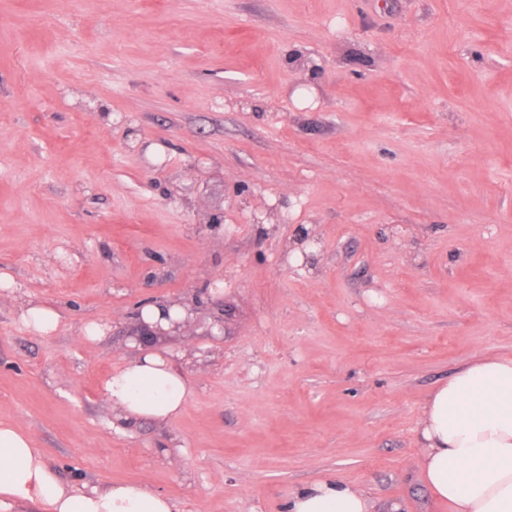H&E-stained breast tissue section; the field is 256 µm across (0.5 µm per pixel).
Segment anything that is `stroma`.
I'll use <instances>...</instances> for the list:
<instances>
[{"mask_svg": "<svg viewBox=\"0 0 512 512\" xmlns=\"http://www.w3.org/2000/svg\"><path fill=\"white\" fill-rule=\"evenodd\" d=\"M0 275V421L62 482L452 512L417 428L512 356V0H0ZM155 302L194 393L117 427ZM190 315L185 307L165 303H148L139 312L141 322L157 332L159 337L175 333ZM20 321L29 333L47 337L56 332L60 314L50 306L33 304L23 310ZM374 508L362 490L325 476L290 491L284 512H375Z\"/></svg>", "mask_w": 512, "mask_h": 512, "instance_id": "35a3bbf8", "label": "stroma"}]
</instances>
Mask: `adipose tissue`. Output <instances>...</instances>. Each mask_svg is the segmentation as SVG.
<instances>
[{
    "mask_svg": "<svg viewBox=\"0 0 512 512\" xmlns=\"http://www.w3.org/2000/svg\"><path fill=\"white\" fill-rule=\"evenodd\" d=\"M105 397L118 421L159 422L182 412L192 387L169 353L149 347L116 372ZM420 466L454 512H512V357L480 358L429 393L418 425ZM0 497L39 500L49 512H174L142 483L86 492L61 482L40 449L0 422ZM367 495L333 476L289 492L284 512H373Z\"/></svg>",
    "mask_w": 512,
    "mask_h": 512,
    "instance_id": "ef3b65f1",
    "label": "adipose tissue"
}]
</instances>
